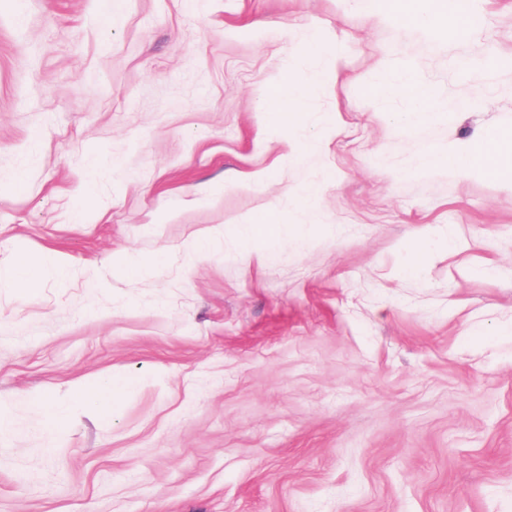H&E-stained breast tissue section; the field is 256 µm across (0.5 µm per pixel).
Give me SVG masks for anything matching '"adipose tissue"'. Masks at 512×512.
Instances as JSON below:
<instances>
[{"instance_id":"obj_1","label":"adipose tissue","mask_w":512,"mask_h":512,"mask_svg":"<svg viewBox=\"0 0 512 512\" xmlns=\"http://www.w3.org/2000/svg\"><path fill=\"white\" fill-rule=\"evenodd\" d=\"M386 12L400 22L447 28L449 33H463L469 20L465 14L449 9L447 0H382ZM324 77L323 72L311 76L289 73L287 86L268 88L265 99L270 124L289 122L298 125L302 117V102L308 91ZM402 88L413 103L412 112L406 113L401 123L412 129L438 112L442 106L432 89L412 78L406 79ZM422 163L427 167L444 168L455 172L503 176L512 175V132L493 129L486 131L478 148L471 151L441 150L424 155Z\"/></svg>"}]
</instances>
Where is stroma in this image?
<instances>
[{
	"label": "stroma",
	"instance_id": "stroma-1",
	"mask_svg": "<svg viewBox=\"0 0 512 512\" xmlns=\"http://www.w3.org/2000/svg\"><path fill=\"white\" fill-rule=\"evenodd\" d=\"M469 10L0 0V512H512V178L421 164L512 130V0ZM407 69L474 108L403 129ZM386 12L400 22L448 28L450 34H462L469 19L460 11L448 8L446 0H383ZM312 46L320 50L323 57V67L310 77L298 76L295 72L288 74V89L281 86L268 88L265 99L267 103L268 120L271 125H279L283 121L284 114L289 112V125L298 126L302 117V102L308 91L316 86L324 77L331 62L335 61V53L332 50L322 48L320 39L315 37ZM288 90V100H287ZM246 238L249 240H281L284 226L275 210H266L245 225Z\"/></svg>",
	"mask_w": 512,
	"mask_h": 512
}]
</instances>
